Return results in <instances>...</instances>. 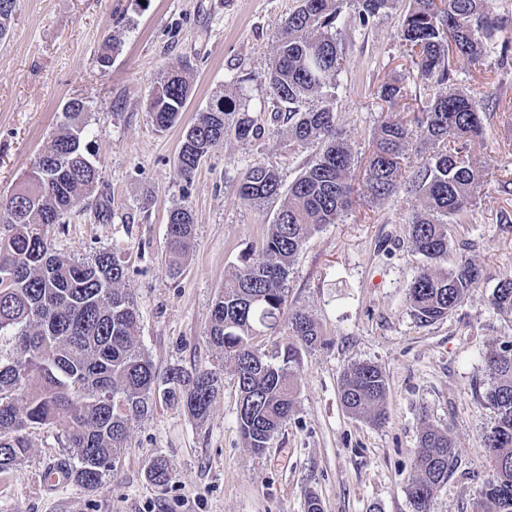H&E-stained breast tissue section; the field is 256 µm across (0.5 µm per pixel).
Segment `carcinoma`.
I'll return each mask as SVG.
<instances>
[{"label":"carcinoma","mask_w":512,"mask_h":512,"mask_svg":"<svg viewBox=\"0 0 512 512\" xmlns=\"http://www.w3.org/2000/svg\"><path fill=\"white\" fill-rule=\"evenodd\" d=\"M408 2L400 27L401 45L421 80L434 89L416 112H395L407 98L398 80L377 88L392 111L372 134V151L362 167L367 196L382 198L402 188L414 197L406 231L427 265L407 286V304L422 324L441 321L478 287L483 270L469 263L443 266L448 225L465 224L485 186L512 195V171L494 173L472 154L488 112H509L498 91L471 94L455 83L456 62L482 60L485 42L503 28L491 0H349V19L366 27ZM342 0H301L276 30L277 47L267 71L268 87L282 106L277 118L288 126V149H312L301 174L283 188L272 167L256 162L236 186L239 200L262 206L283 202L259 241L258 258L246 260L232 286L219 292L205 330L207 342L234 366L237 423L246 447L261 454L293 413L297 399L299 346L323 344L319 324L301 310L285 312L284 283L307 239L335 224L352 206L357 152L336 129L338 76L346 69L337 39ZM17 0H0V40L7 38ZM121 44L120 33L103 41L98 63L106 69ZM188 67L160 72L147 113L160 130L175 126L192 94ZM248 109L217 95L181 137L177 174L188 181L212 147L232 134L241 141L260 137ZM93 135L86 102H67L62 120L38 152L19 187L0 201V471L21 465L30 451L29 429L54 427L67 454L57 462L67 478L93 489L115 471L131 425L149 415L159 399L205 420L224 383V364L192 372H157L137 345L139 311L122 287L128 267L111 249L87 260L56 252L54 228L91 194L100 179L88 156ZM426 150L406 172L409 149ZM195 218L187 205L170 210L166 251L169 275L193 248ZM492 304L512 310V277L501 278ZM288 321L294 340L271 354L256 338ZM485 360L493 382L485 400L495 424L481 436L492 479L477 493L472 512H512V348L490 350ZM386 378L368 362L349 367L340 380V400L357 418L379 425L386 419ZM453 439L445 430L424 428L415 458L409 497L414 512H430L435 491L455 465ZM148 480H171L167 462L152 461Z\"/></svg>","instance_id":"1"}]
</instances>
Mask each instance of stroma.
Wrapping results in <instances>:
<instances>
[{"mask_svg": "<svg viewBox=\"0 0 512 512\" xmlns=\"http://www.w3.org/2000/svg\"><path fill=\"white\" fill-rule=\"evenodd\" d=\"M300 0H17L11 32L0 41V198L19 186L64 104L85 100L92 113V159L100 182L92 198L56 231L59 252L85 259L117 248L128 267L124 282L140 313L139 347L158 372L216 364L204 330L217 294L230 286L243 257L271 224L278 203L248 207L235 183L260 161L291 183L313 156L289 151L276 119L265 73L276 50V28ZM398 15L341 33L348 66L339 77L335 112L357 152L387 111L377 87L402 79L409 97L423 93L416 67L398 40ZM123 43L109 70L97 52L113 30ZM191 62L193 95L181 123L158 130L146 113L161 70ZM458 87H500L512 100V69L497 66L495 49L482 64L459 65ZM246 104L264 129L259 139L234 136L214 146L191 181L176 158L184 125L217 94ZM479 160L512 169V119L496 115L475 143ZM107 201L111 222L98 220ZM188 205L196 239L182 273L166 272L170 210ZM412 202L403 193L356 199L341 222L313 233L285 283L287 305L322 328L328 346L301 348L296 409L263 454L246 448L236 412L232 364L210 413L199 422L157 402L135 422L115 475L96 489L72 480L48 487L44 474L64 447L52 428L27 434L30 452L0 477V512H306L316 496L322 512H413L407 489L424 427L448 430L457 464L435 494L431 512H471L476 490L492 477L482 433L496 418L484 399L491 374L484 355L512 341V312L491 302L502 276L512 275V196L487 189L470 221L449 229L448 266L469 261L485 279L446 319L419 323L406 286L424 266L406 236ZM358 362L383 371L386 421L350 415L340 378ZM169 461L172 478L146 477L154 458Z\"/></svg>", "mask_w": 512, "mask_h": 512, "instance_id": "stroma-1", "label": "stroma"}]
</instances>
